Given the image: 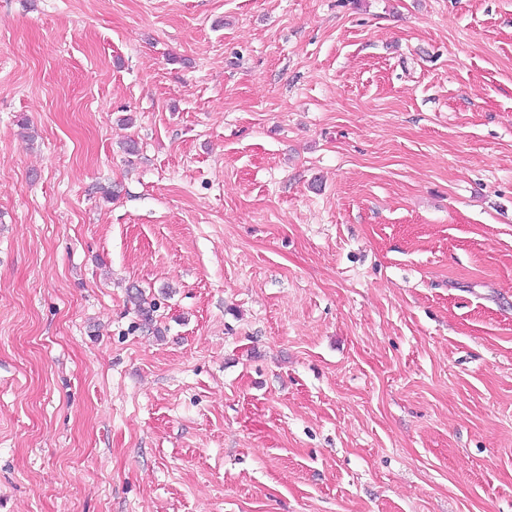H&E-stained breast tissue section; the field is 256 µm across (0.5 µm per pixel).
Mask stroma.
I'll use <instances>...</instances> for the list:
<instances>
[{
    "mask_svg": "<svg viewBox=\"0 0 512 512\" xmlns=\"http://www.w3.org/2000/svg\"><path fill=\"white\" fill-rule=\"evenodd\" d=\"M0 512H512V0H0Z\"/></svg>",
    "mask_w": 512,
    "mask_h": 512,
    "instance_id": "35a3bbf8",
    "label": "stroma"
}]
</instances>
